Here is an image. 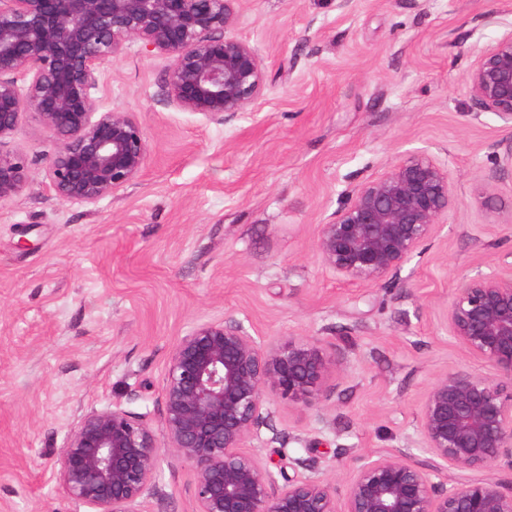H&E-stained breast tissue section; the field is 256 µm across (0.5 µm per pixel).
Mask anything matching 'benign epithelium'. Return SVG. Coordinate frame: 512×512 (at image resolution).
<instances>
[{"label": "benign epithelium", "mask_w": 512, "mask_h": 512, "mask_svg": "<svg viewBox=\"0 0 512 512\" xmlns=\"http://www.w3.org/2000/svg\"><path fill=\"white\" fill-rule=\"evenodd\" d=\"M241 0H0V202L27 189L23 158L4 140L33 115L54 143L47 186L64 203L96 204L139 178L149 146L133 113L99 111L100 68L138 42L168 59L164 100L212 120L244 112L264 85L262 49L229 35ZM484 112L512 125V31L483 47L467 75ZM454 202L448 169L410 151L348 195L320 225L315 248L337 276L373 287L425 253ZM444 321L491 375L439 374L425 389L408 448L360 459L345 491L320 475L275 479L250 442L278 391L317 407L326 380L346 371L314 340L264 344L235 319L193 326L162 379L164 440L119 404L74 421L58 480L92 512H147L165 450L194 474L196 512H512L488 476L512 469V252L463 278ZM453 467L479 476L448 484Z\"/></svg>", "instance_id": "benign-epithelium-1"}]
</instances>
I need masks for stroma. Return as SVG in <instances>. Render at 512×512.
Listing matches in <instances>:
<instances>
[{
  "label": "stroma",
  "instance_id": "1",
  "mask_svg": "<svg viewBox=\"0 0 512 512\" xmlns=\"http://www.w3.org/2000/svg\"><path fill=\"white\" fill-rule=\"evenodd\" d=\"M511 30L512 0H242L232 34L262 48L264 87L222 121L166 104V57L128 43L100 70L99 104L134 113L148 162L94 205L49 190L53 144L25 116L4 147L33 183L0 202V512H86L57 480L73 422L118 403L163 435L169 353L212 319L347 362L320 408L269 394L252 447L275 479L340 489L360 458L412 447L438 374L488 372L442 312L463 277L512 251V171L498 165L512 126L467 84L477 51ZM415 150L454 187L437 236L376 287L336 276L320 224ZM192 483L160 454L148 512H195Z\"/></svg>",
  "mask_w": 512,
  "mask_h": 512
}]
</instances>
